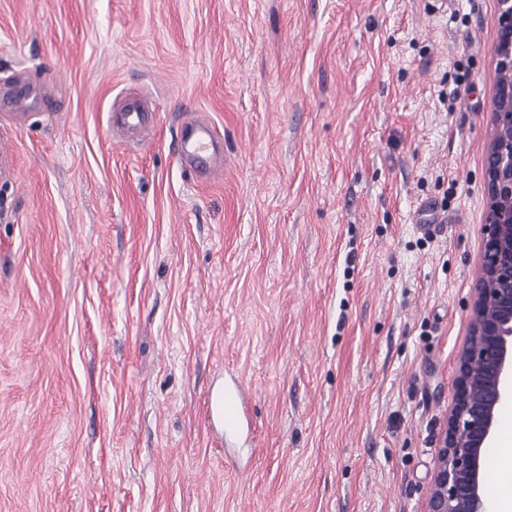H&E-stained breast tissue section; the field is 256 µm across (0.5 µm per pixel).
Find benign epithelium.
<instances>
[{
  "label": "benign epithelium",
  "instance_id": "obj_1",
  "mask_svg": "<svg viewBox=\"0 0 512 512\" xmlns=\"http://www.w3.org/2000/svg\"><path fill=\"white\" fill-rule=\"evenodd\" d=\"M495 89L487 146L488 209L459 359L427 512H488L483 455L512 398V0H498Z\"/></svg>",
  "mask_w": 512,
  "mask_h": 512
}]
</instances>
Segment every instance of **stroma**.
Listing matches in <instances>:
<instances>
[{
    "mask_svg": "<svg viewBox=\"0 0 512 512\" xmlns=\"http://www.w3.org/2000/svg\"><path fill=\"white\" fill-rule=\"evenodd\" d=\"M497 0H0V512H426ZM148 92L140 143L113 103ZM206 116L222 175L176 150ZM237 381L247 443L208 396Z\"/></svg>",
    "mask_w": 512,
    "mask_h": 512,
    "instance_id": "obj_1",
    "label": "stroma"
}]
</instances>
